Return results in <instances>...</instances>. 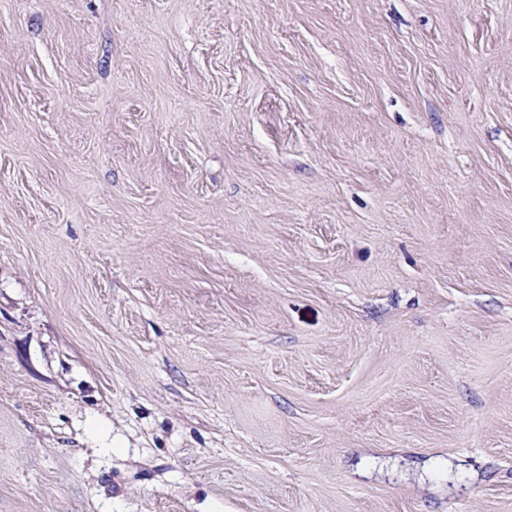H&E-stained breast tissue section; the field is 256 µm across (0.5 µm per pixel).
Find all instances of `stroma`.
<instances>
[{"label": "stroma", "instance_id": "35a3bbf8", "mask_svg": "<svg viewBox=\"0 0 512 512\" xmlns=\"http://www.w3.org/2000/svg\"><path fill=\"white\" fill-rule=\"evenodd\" d=\"M0 512H512V0H0Z\"/></svg>", "mask_w": 512, "mask_h": 512}]
</instances>
